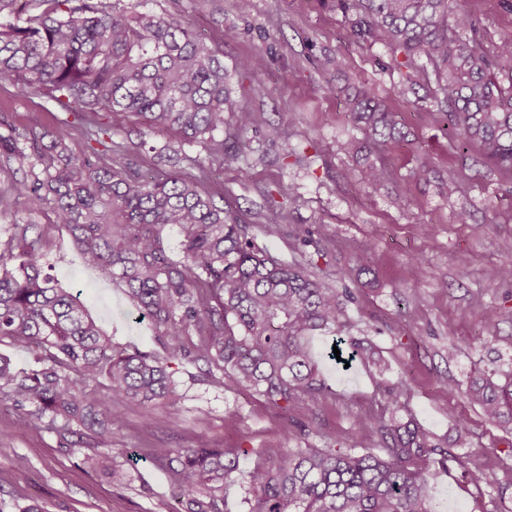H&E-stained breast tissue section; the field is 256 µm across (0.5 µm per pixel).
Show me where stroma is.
Listing matches in <instances>:
<instances>
[{"label":"stroma","mask_w":512,"mask_h":512,"mask_svg":"<svg viewBox=\"0 0 512 512\" xmlns=\"http://www.w3.org/2000/svg\"><path fill=\"white\" fill-rule=\"evenodd\" d=\"M241 12L236 0H148L147 10L188 22L205 43L218 47L233 68L238 105L256 117L255 151L225 166L213 164L208 189L224 195L254 226L259 244L272 255L305 266L334 288H349L347 335L370 339L389 360L393 373L410 383L407 407L427 429L450 435L456 418H466L470 445L458 449V466L436 486L434 512H512V431L489 422L466 400L461 387L471 372L512 368V281L500 275L512 261V178L490 171L477 152L459 157L448 145L438 117L418 111L424 89L403 90L401 75L380 45L356 41L336 0H251ZM479 22L487 50L512 37V0H463ZM260 54L266 64L243 71L238 64ZM337 55L345 76L324 71L325 57ZM373 88L397 113L405 139L388 144L382 158L388 182L377 195L362 182L359 159L339 151L340 143L361 138L340 89L346 80ZM46 97H21L0 79V133L32 129L64 137L73 148L84 138L66 124ZM114 140L138 159L141 171H165L158 152L178 155L184 168L206 158L200 144L175 133L141 130L137 118ZM293 153L279 160L281 144ZM434 159L426 178L413 171L421 155ZM458 174L456 192H440L449 171ZM277 205L289 226L318 227L309 244L289 234L266 235L262 215ZM467 212V223L457 221ZM29 224L40 236L50 272L97 319L113 342L147 352L163 346L120 289L100 280L81 258L66 225L50 209L19 204L0 215V261L9 262L13 227ZM423 273L413 276L414 263ZM499 315L495 337L486 338L478 313ZM332 394L291 413L268 405L246 389L227 390L192 364L174 365L176 393L158 402L151 417L132 403L120 404L112 425V463L127 473L116 486L78 464L85 434L64 435L34 424L11 400L0 397V512L39 502L43 512H171L174 505L155 457L199 443L240 456L241 474L226 495V512H248L252 493L246 474L289 448L288 424L309 430L308 447L351 448L360 441L357 415L377 392L363 365L343 371L324 359L326 336L310 339ZM455 358H448V350ZM460 388L449 391V381ZM492 473L493 485L475 488L468 471Z\"/></svg>","instance_id":"stroma-1"}]
</instances>
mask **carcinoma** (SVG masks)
I'll list each match as a JSON object with an SVG mask.
<instances>
[{"instance_id": "cac0c4a2", "label": "carcinoma", "mask_w": 512, "mask_h": 512, "mask_svg": "<svg viewBox=\"0 0 512 512\" xmlns=\"http://www.w3.org/2000/svg\"><path fill=\"white\" fill-rule=\"evenodd\" d=\"M144 0H0V79L19 94L34 92L77 117L85 149L46 134H0V156L30 159L41 175L12 192L0 191V214L19 198L32 209L51 207L69 228L98 277L129 297L139 319L165 339V354L112 342L80 297L45 273L41 239L31 224L14 225L13 267L0 264V341L34 351V365L15 368L0 356V393L18 410L58 431L77 426L95 450L80 464L113 485L126 473L112 467V421L120 397L150 414L174 394L171 365L207 367L224 388L250 389L272 407L291 411L329 395L308 347L316 330L350 350L384 388L371 409L377 447L287 448L271 465L248 473L249 512H431L434 487L468 447L467 420H454L455 438L425 429L404 412L407 383L387 384L386 360L371 342L342 335L353 298L325 286L296 263L256 243L253 225L203 187L209 167L145 178L112 140L129 117L152 133L175 131L201 144L210 162L232 163L252 152L254 113L237 107L231 74L219 51L174 15L142 11ZM358 41L381 44L392 67L412 86L436 84L451 148L465 157L478 148L490 169L512 177V81L493 69L512 57V38L495 53L476 38L477 19L456 0H337ZM350 114L363 130L358 148L401 138L396 113L378 95L354 88ZM372 193L387 181L371 165ZM288 215L271 205L264 232L277 235ZM175 231V245L163 236ZM178 258H173L172 250ZM222 373L216 377L215 372ZM479 372L468 401L494 422L512 425V372ZM172 488L173 512H225V494L239 471L237 454L201 445L156 459Z\"/></svg>"}]
</instances>
